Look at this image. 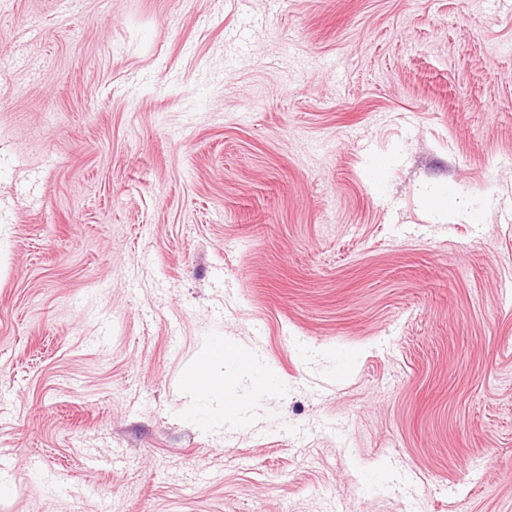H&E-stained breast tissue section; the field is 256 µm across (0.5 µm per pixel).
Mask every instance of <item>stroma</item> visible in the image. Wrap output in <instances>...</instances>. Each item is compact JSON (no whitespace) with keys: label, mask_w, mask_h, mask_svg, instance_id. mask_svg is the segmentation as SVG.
<instances>
[{"label":"stroma","mask_w":512,"mask_h":512,"mask_svg":"<svg viewBox=\"0 0 512 512\" xmlns=\"http://www.w3.org/2000/svg\"><path fill=\"white\" fill-rule=\"evenodd\" d=\"M216 339L276 388L182 389ZM0 455V512H512V0H0Z\"/></svg>","instance_id":"stroma-1"}]
</instances>
